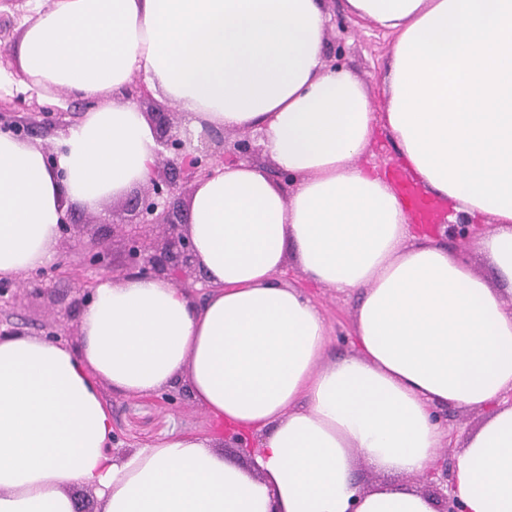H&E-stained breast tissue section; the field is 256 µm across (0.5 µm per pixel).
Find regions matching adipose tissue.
Returning <instances> with one entry per match:
<instances>
[{"label":"adipose tissue","instance_id":"obj_1","mask_svg":"<svg viewBox=\"0 0 512 512\" xmlns=\"http://www.w3.org/2000/svg\"><path fill=\"white\" fill-rule=\"evenodd\" d=\"M395 36L383 111L326 68L323 0H53L16 48L28 89L95 101L62 140L0 133V275L51 260L68 207L145 183L157 146L122 99L142 76L193 128H257L265 167L196 182L185 229L208 284L100 279L78 346L0 336V512H435L415 485L437 463L435 409L485 410L453 459L465 512H512V0H345ZM426 194L492 223V277L412 224L388 175L363 167L379 133ZM303 284L285 281L288 259ZM357 298L354 351L333 358L310 289ZM147 397L177 383L214 422L111 453L100 384ZM254 436L241 463L221 427ZM388 474L363 486L358 463Z\"/></svg>","mask_w":512,"mask_h":512}]
</instances>
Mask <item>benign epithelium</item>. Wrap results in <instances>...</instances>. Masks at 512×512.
Masks as SVG:
<instances>
[{"instance_id": "1", "label": "benign epithelium", "mask_w": 512, "mask_h": 512, "mask_svg": "<svg viewBox=\"0 0 512 512\" xmlns=\"http://www.w3.org/2000/svg\"><path fill=\"white\" fill-rule=\"evenodd\" d=\"M14 20L6 13L0 14V67L16 70L12 55L11 37ZM148 98L144 85L134 80L125 87L124 99L144 102ZM155 128L158 148L150 166V176L143 186L125 198L129 219L112 223V231L125 240V259L121 267L112 264L108 247L96 243L89 250L77 247L80 230L77 224L64 219L60 224L61 237L68 249L74 251L76 265L93 269L101 275L115 279L126 276L142 278H167L181 288L195 294L199 290L198 263L194 244L185 233V194L199 180H205L215 169L230 162L252 163L260 156L262 147L252 131H240L235 140L226 139L225 133L202 125L193 134L183 123L175 120V113H149ZM428 228L438 240L448 244L461 257H466L469 244L488 228L475 224L464 214H457L454 222L445 220L430 224ZM71 279L75 297L66 303L56 301L58 310L42 324V336L53 342H69L77 326L81 311L95 299V279L77 277L71 269L57 266L53 269L27 273L23 283L14 279H0V313L13 309L22 294L38 296L47 293L46 280ZM186 391L181 387L166 389L154 396V400L172 408L182 406ZM224 447L235 448L246 455L255 448L254 439L241 438L233 432H224ZM429 492L434 495L436 512H464L453 490V471L448 461L439 462V468L427 476Z\"/></svg>"}]
</instances>
